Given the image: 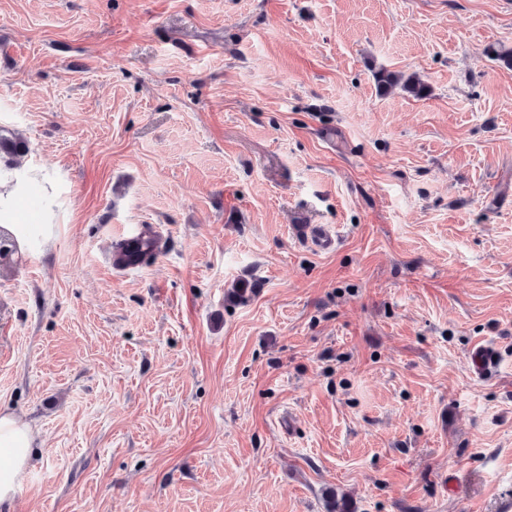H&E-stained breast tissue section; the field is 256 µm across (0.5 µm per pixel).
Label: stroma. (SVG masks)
<instances>
[{
  "mask_svg": "<svg viewBox=\"0 0 512 512\" xmlns=\"http://www.w3.org/2000/svg\"><path fill=\"white\" fill-rule=\"evenodd\" d=\"M499 45L512 0H0V134L59 202L0 259V406L37 430L0 512H499ZM134 224L164 248L114 272ZM375 80L379 93L385 94L393 88L400 86L413 97L423 98L428 95V86L414 76L405 78L401 74L381 69L375 73ZM297 236L310 242L317 251H330L336 247L339 237L329 226L298 224L295 226Z\"/></svg>",
  "mask_w": 512,
  "mask_h": 512,
  "instance_id": "obj_1",
  "label": "stroma"
}]
</instances>
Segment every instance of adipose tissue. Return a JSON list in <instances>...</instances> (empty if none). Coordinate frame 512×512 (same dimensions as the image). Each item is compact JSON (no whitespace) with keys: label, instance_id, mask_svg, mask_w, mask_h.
<instances>
[{"label":"adipose tissue","instance_id":"1","mask_svg":"<svg viewBox=\"0 0 512 512\" xmlns=\"http://www.w3.org/2000/svg\"><path fill=\"white\" fill-rule=\"evenodd\" d=\"M33 190L39 196L37 204L20 211L19 201ZM56 206V184L42 167L0 159V229L9 232L18 249L28 251L49 242ZM35 436L30 422L0 408V504L10 501L19 489Z\"/></svg>","mask_w":512,"mask_h":512}]
</instances>
